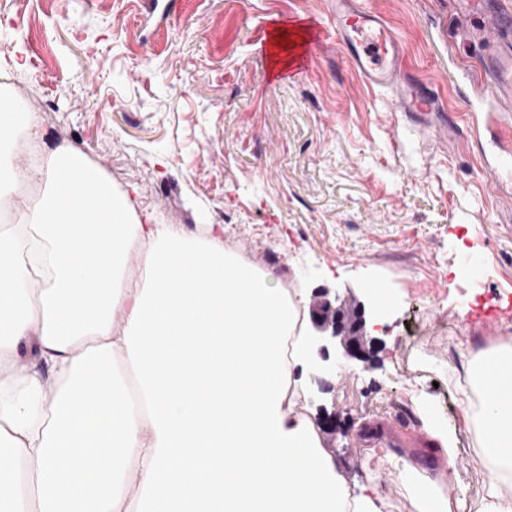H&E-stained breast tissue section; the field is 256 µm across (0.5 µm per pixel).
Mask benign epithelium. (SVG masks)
Instances as JSON below:
<instances>
[{
	"instance_id": "1",
	"label": "benign epithelium",
	"mask_w": 512,
	"mask_h": 512,
	"mask_svg": "<svg viewBox=\"0 0 512 512\" xmlns=\"http://www.w3.org/2000/svg\"><path fill=\"white\" fill-rule=\"evenodd\" d=\"M311 317L319 340L339 339L343 356L355 361H367L365 308L361 303L333 295L320 288L310 303Z\"/></svg>"
}]
</instances>
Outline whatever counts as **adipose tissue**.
Returning <instances> with one entry per match:
<instances>
[{"label":"adipose tissue","instance_id":"obj_1","mask_svg":"<svg viewBox=\"0 0 512 512\" xmlns=\"http://www.w3.org/2000/svg\"><path fill=\"white\" fill-rule=\"evenodd\" d=\"M19 108L1 83L0 149L34 124ZM33 186L24 223L0 226V512H380L296 410L311 353L302 289L226 252L217 232L143 223L71 146L21 178L0 159L1 199ZM134 242L144 262L123 287ZM464 370L485 393L462 413L467 463L494 477L469 512H512V342L479 347ZM428 435L443 467L424 476L416 512H453L441 485L458 453Z\"/></svg>","mask_w":512,"mask_h":512}]
</instances>
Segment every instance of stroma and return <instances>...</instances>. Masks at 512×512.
<instances>
[{
  "mask_svg": "<svg viewBox=\"0 0 512 512\" xmlns=\"http://www.w3.org/2000/svg\"><path fill=\"white\" fill-rule=\"evenodd\" d=\"M478 2L356 0L398 39L404 78L437 92L427 129L360 80L331 0H0V82L36 114L39 152L81 151L154 223L198 239L223 226L226 250L284 286L382 309L370 360L329 349L335 374L305 380L298 404L335 417L326 446L353 490L376 485L381 512H415L437 460L430 419L457 438L449 494L475 502L491 479L464 461L463 366L512 338V172L491 177L496 132L473 135L468 115L494 105L485 72L512 49V17L488 39L503 0ZM307 17L322 46L305 70L276 71L273 31ZM388 431L391 464L364 469Z\"/></svg>",
  "mask_w": 512,
  "mask_h": 512,
  "instance_id": "35a3bbf8",
  "label": "stroma"
}]
</instances>
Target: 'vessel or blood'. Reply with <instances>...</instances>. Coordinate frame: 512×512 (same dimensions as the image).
Masks as SVG:
<instances>
[{
  "instance_id": "vessel-or-blood-1",
  "label": "vessel or blood",
  "mask_w": 512,
  "mask_h": 512,
  "mask_svg": "<svg viewBox=\"0 0 512 512\" xmlns=\"http://www.w3.org/2000/svg\"><path fill=\"white\" fill-rule=\"evenodd\" d=\"M332 10L340 40L347 48L354 69L371 88H392L395 105L422 121L436 117L437 96L404 82L398 42L386 23L373 11L353 6L351 0H332ZM491 84L497 91L499 106L486 113L487 122L512 125V53L497 56L491 72Z\"/></svg>"
}]
</instances>
